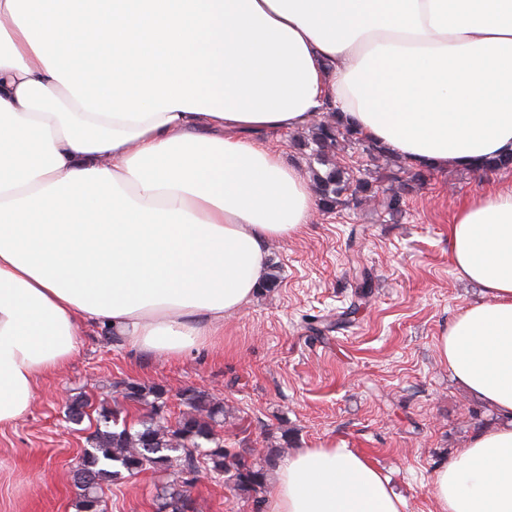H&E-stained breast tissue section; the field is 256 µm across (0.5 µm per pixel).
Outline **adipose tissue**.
<instances>
[{"label": "adipose tissue", "mask_w": 512, "mask_h": 512, "mask_svg": "<svg viewBox=\"0 0 512 512\" xmlns=\"http://www.w3.org/2000/svg\"><path fill=\"white\" fill-rule=\"evenodd\" d=\"M341 112L414 168L512 156V0H0V425L109 326L170 359L209 343L315 206L266 134ZM451 263L482 302L437 341L499 416L436 468L439 512H512V186L464 201ZM327 441L267 512H405Z\"/></svg>", "instance_id": "1"}]
</instances>
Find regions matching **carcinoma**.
I'll list each match as a JSON object with an SVG mask.
<instances>
[{
	"label": "carcinoma",
	"instance_id": "obj_1",
	"mask_svg": "<svg viewBox=\"0 0 512 512\" xmlns=\"http://www.w3.org/2000/svg\"><path fill=\"white\" fill-rule=\"evenodd\" d=\"M342 142L362 145V151L373 159L391 156L384 146L364 138L339 114L315 124L300 146L309 149V159L325 167L324 172L313 173L322 207L330 212L351 202L360 205L372 192V183L386 181L397 184V188L382 191L378 208L389 219L399 220L405 196L425 179V171L396 160L370 180L353 178L336 162V149ZM114 388L115 393L143 408L145 415L139 421V429L133 430L119 425V408L103 407L97 412L94 431L87 437L88 448L72 471L77 489L75 512H103L104 488L148 470L168 477L156 493V512H185L190 503L188 487L193 485L201 466L230 475L241 493L265 489L268 473L275 467L274 459L269 456L260 463L249 453H232L224 448L216 430L224 421L222 402L202 390L188 388L181 395V404L187 411L169 428L165 426L170 410L164 386L124 380ZM87 406L88 401L80 396L71 399L67 418L74 424L82 422Z\"/></svg>",
	"mask_w": 512,
	"mask_h": 512
}]
</instances>
